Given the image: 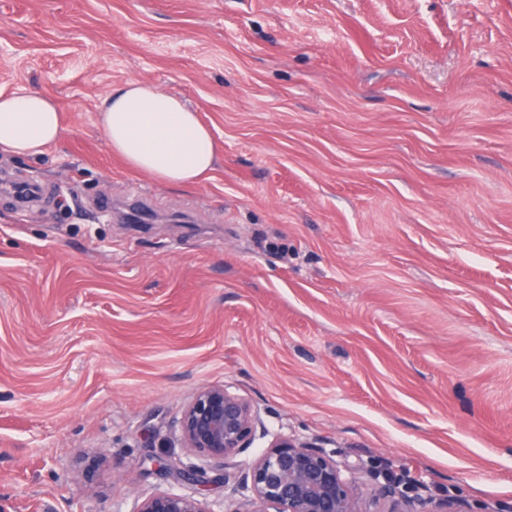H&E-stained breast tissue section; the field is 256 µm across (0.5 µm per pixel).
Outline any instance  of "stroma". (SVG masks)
<instances>
[{"instance_id": "35a3bbf8", "label": "stroma", "mask_w": 512, "mask_h": 512, "mask_svg": "<svg viewBox=\"0 0 512 512\" xmlns=\"http://www.w3.org/2000/svg\"><path fill=\"white\" fill-rule=\"evenodd\" d=\"M129 80L212 129L210 180L112 155ZM0 90L64 117L0 155L44 189L0 194V512H224L177 428L205 384L259 413L237 467L294 435L512 512V0H0ZM134 194L156 222L103 220ZM134 512H208L194 496L173 492L154 493L143 497Z\"/></svg>"}]
</instances>
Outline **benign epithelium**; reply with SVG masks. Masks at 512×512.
Listing matches in <instances>:
<instances>
[{
  "label": "benign epithelium",
  "instance_id": "7a95c632",
  "mask_svg": "<svg viewBox=\"0 0 512 512\" xmlns=\"http://www.w3.org/2000/svg\"><path fill=\"white\" fill-rule=\"evenodd\" d=\"M258 412L244 398L217 385L198 389L180 419L185 447L229 465L255 439ZM163 472L177 481L203 483L202 475L166 463ZM360 462L339 464L335 454L293 435L275 436L266 451L236 474L224 470V483L238 479L250 495L226 512H369L363 507ZM377 499L403 495L401 482L388 476L374 485ZM135 512H209L193 496L173 492L143 497Z\"/></svg>",
  "mask_w": 512,
  "mask_h": 512
}]
</instances>
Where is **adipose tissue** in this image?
<instances>
[{
    "mask_svg": "<svg viewBox=\"0 0 512 512\" xmlns=\"http://www.w3.org/2000/svg\"><path fill=\"white\" fill-rule=\"evenodd\" d=\"M110 152L132 172L175 185L207 179L219 154L208 126L181 98L130 80L113 90L101 111ZM63 117L37 92L0 90V153L34 156L56 143Z\"/></svg>",
    "mask_w": 512,
    "mask_h": 512,
    "instance_id": "obj_1",
    "label": "adipose tissue"
}]
</instances>
